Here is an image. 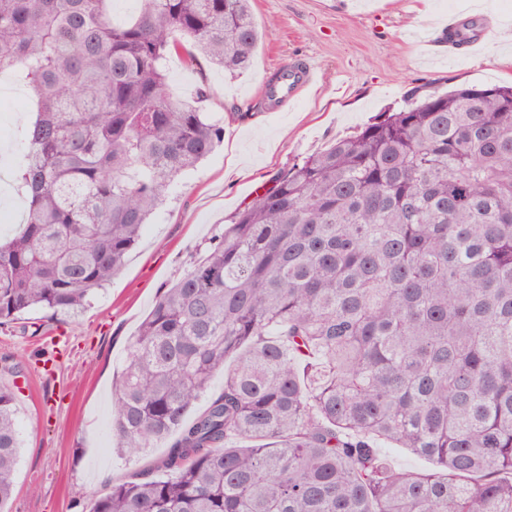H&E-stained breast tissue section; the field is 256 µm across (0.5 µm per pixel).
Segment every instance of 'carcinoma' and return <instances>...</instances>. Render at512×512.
I'll return each mask as SVG.
<instances>
[{
  "instance_id": "obj_1",
  "label": "carcinoma",
  "mask_w": 512,
  "mask_h": 512,
  "mask_svg": "<svg viewBox=\"0 0 512 512\" xmlns=\"http://www.w3.org/2000/svg\"><path fill=\"white\" fill-rule=\"evenodd\" d=\"M0 0V71L30 91L0 241V326L84 308L224 125L169 93L187 41L231 75L251 0ZM412 88L278 170L163 288L112 382L116 447L167 454L95 512H512V84ZM224 388L187 418L213 376ZM20 448L0 386V512ZM384 448L432 461L399 470Z\"/></svg>"
}]
</instances>
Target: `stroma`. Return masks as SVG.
<instances>
[{"mask_svg": "<svg viewBox=\"0 0 512 512\" xmlns=\"http://www.w3.org/2000/svg\"><path fill=\"white\" fill-rule=\"evenodd\" d=\"M262 33L248 72L233 77L205 60L167 61L169 88L193 99L201 82L216 88L203 109L224 125V143L183 174L145 224L120 274L88 305L56 323L35 308L0 327V358L13 373L0 385L17 390L21 448L11 512H90L104 485L160 458L113 448L112 375L161 288L221 235L228 217L250 202L277 170L353 135L379 113L399 108L415 84L512 83V0H252ZM482 15L490 33L477 50L445 45L449 16ZM312 63L315 84L270 111L261 91L283 62ZM30 93L0 74V233L11 230L25 202L13 159L32 118ZM239 176L225 178L229 164Z\"/></svg>", "mask_w": 512, "mask_h": 512, "instance_id": "35a3bbf8", "label": "stroma"}]
</instances>
